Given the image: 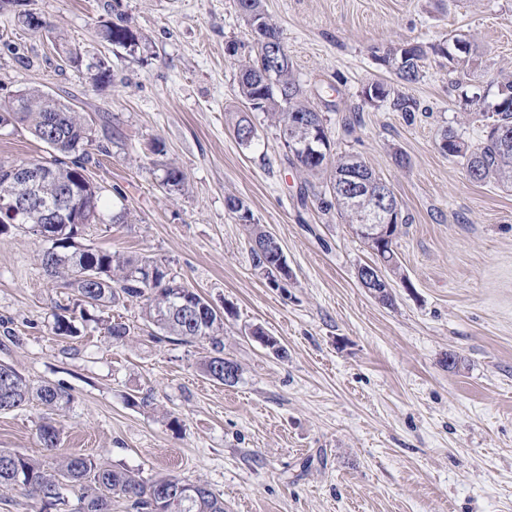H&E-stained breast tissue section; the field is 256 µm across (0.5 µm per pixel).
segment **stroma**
<instances>
[{
	"label": "stroma",
	"mask_w": 512,
	"mask_h": 512,
	"mask_svg": "<svg viewBox=\"0 0 512 512\" xmlns=\"http://www.w3.org/2000/svg\"><path fill=\"white\" fill-rule=\"evenodd\" d=\"M265 6L334 153L364 161L409 218L394 240L392 304L358 280L375 256L325 208L328 173L303 172L264 113L249 114L252 146L236 139L246 111L226 46L254 36L235 0H25L50 31L0 10V105L37 88L93 129L108 125L109 153L89 178L131 219L91 225L85 245L162 260L225 309L224 354L241 376L231 387L206 378L209 342L156 337L137 301L54 335L75 293L45 275L43 242L12 230L0 234V363L71 402L1 412L0 449L50 467L84 455L145 480L175 474L208 484L224 512H512V189L471 181L439 149L447 128L473 145L483 137L460 94L512 76V0ZM119 18L141 36L138 56L103 40ZM456 33L479 47L467 90L430 53L403 88L418 112L364 102L365 87L396 80L380 62L388 50ZM100 63L110 84L93 81ZM50 155L26 126H0V162ZM165 163L185 173L184 193L162 189ZM231 197L277 236L290 278L255 269ZM117 320L131 334L116 344L106 324ZM256 326L282 353L251 336ZM49 418L62 427L51 450L37 441Z\"/></svg>",
	"instance_id": "obj_1"
}]
</instances>
